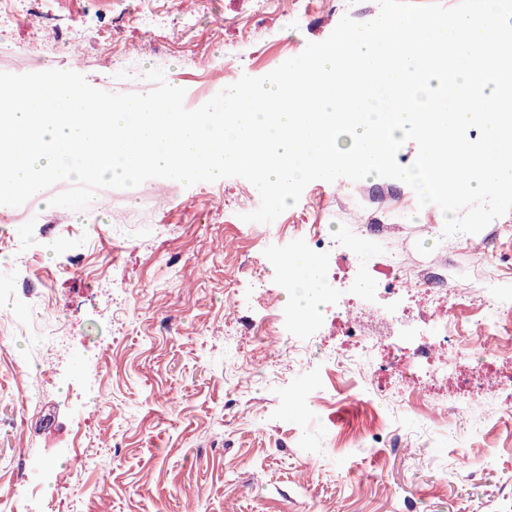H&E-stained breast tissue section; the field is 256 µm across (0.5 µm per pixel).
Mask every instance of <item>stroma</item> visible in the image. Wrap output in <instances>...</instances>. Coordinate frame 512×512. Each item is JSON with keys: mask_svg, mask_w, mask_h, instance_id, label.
Listing matches in <instances>:
<instances>
[{"mask_svg": "<svg viewBox=\"0 0 512 512\" xmlns=\"http://www.w3.org/2000/svg\"><path fill=\"white\" fill-rule=\"evenodd\" d=\"M174 3L152 4L160 48L121 20L141 0L119 9L112 0H13L0 23V72L72 70L98 89L145 93V73L160 68L193 110L241 76H264L325 40L343 16L363 23L379 11L375 0H333L329 10L312 0L299 16L287 14V0H271L256 26L253 0H201L186 20ZM127 48L130 58L113 66V53ZM387 185L396 193V243L416 264L444 253L468 286L512 290V232L460 233L448 252L442 210L418 207L401 181ZM67 188L60 182L21 206H0V488L25 468L41 490L18 512H41L51 498L59 512H88L102 484L112 512H183L188 492L195 512H512V417L493 405L440 424L391 400L389 426L372 411L352 417L354 380L324 365L317 336L302 373L234 385L225 351L234 344L250 357L251 327L267 318L263 288L290 303L276 269L280 251L300 247L289 224L309 211L330 237L352 232L361 182L313 181L269 224L228 223L210 206L212 196L259 206L257 189L240 177L189 187L155 178L134 195L103 188L102 207L77 215L52 203ZM483 240L491 264L476 269L466 245ZM229 289L240 298L231 320ZM46 302L66 322L60 333L70 349L58 359L30 319ZM53 360L55 383L42 387ZM101 402L98 427L108 439L90 437L78 474L58 489L51 471L70 466L72 435ZM398 439L425 442V451L405 455Z\"/></svg>", "mask_w": 512, "mask_h": 512, "instance_id": "obj_1", "label": "stroma"}]
</instances>
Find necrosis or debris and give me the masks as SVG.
Segmentation results:
<instances>
[{
	"mask_svg": "<svg viewBox=\"0 0 512 512\" xmlns=\"http://www.w3.org/2000/svg\"><path fill=\"white\" fill-rule=\"evenodd\" d=\"M365 258L385 276L376 292L325 290L324 305L332 314L321 329L334 340L329 364L361 375L360 395L372 401L393 388L402 402L435 416L491 397L512 414V403L502 397L504 386L512 384V293L456 287L444 256L424 270L394 248ZM267 307L275 317L256 329L257 365L266 372L297 368L301 337L311 323L287 315L277 296L268 297ZM286 327L295 335L283 344L278 336ZM464 336L479 343L495 339L493 361L465 367L458 353Z\"/></svg>",
	"mask_w": 512,
	"mask_h": 512,
	"instance_id": "1",
	"label": "necrosis or debris"
}]
</instances>
